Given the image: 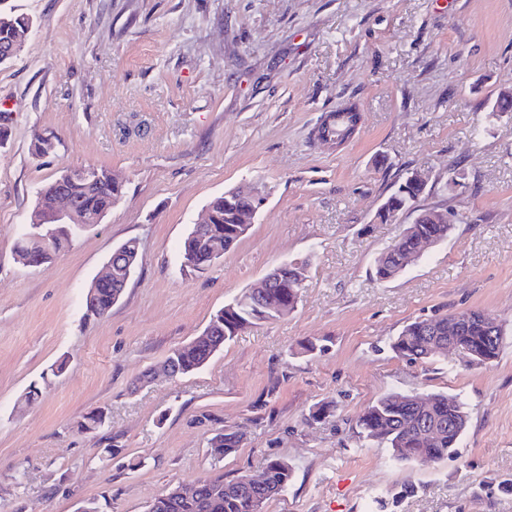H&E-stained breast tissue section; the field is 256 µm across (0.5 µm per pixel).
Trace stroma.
I'll return each mask as SVG.
<instances>
[{
	"mask_svg": "<svg viewBox=\"0 0 512 512\" xmlns=\"http://www.w3.org/2000/svg\"><path fill=\"white\" fill-rule=\"evenodd\" d=\"M8 3L34 25L0 65V512H75L84 499L147 512L179 481L272 459L293 475L264 512H512V113H492L512 92V0ZM351 102L364 114L355 138L338 152L314 142L323 113ZM37 132L57 136L54 153L34 156ZM85 166L122 181V199L51 264L24 266L16 242L39 188ZM412 170L429 175L420 207L468 221L379 282L375 258L414 217L384 224L376 211ZM451 176L463 189L442 192ZM239 186L263 196L251 228L185 274L188 229ZM129 239L139 264L123 298L84 319L87 286ZM290 261L306 264L293 312L191 374L161 372ZM468 310L505 329L490 364L389 348L413 320ZM391 392L461 397L456 456L397 463L360 439L358 416ZM319 404L329 416L307 424ZM97 408L105 426L80 432ZM227 428L243 442L214 461L210 440Z\"/></svg>",
	"mask_w": 512,
	"mask_h": 512,
	"instance_id": "obj_1",
	"label": "stroma"
}]
</instances>
